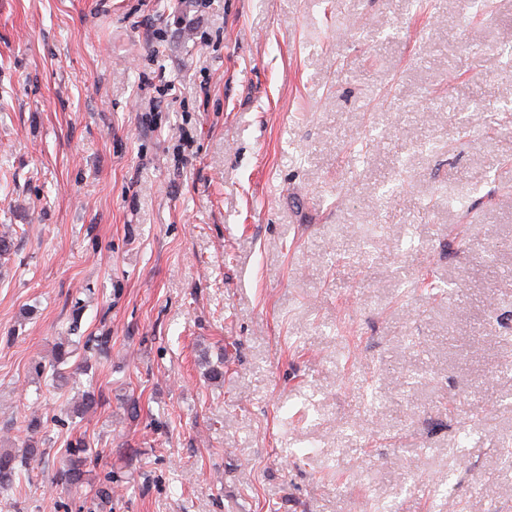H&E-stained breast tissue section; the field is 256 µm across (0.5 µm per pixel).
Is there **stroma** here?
<instances>
[{
	"label": "stroma",
	"mask_w": 512,
	"mask_h": 512,
	"mask_svg": "<svg viewBox=\"0 0 512 512\" xmlns=\"http://www.w3.org/2000/svg\"><path fill=\"white\" fill-rule=\"evenodd\" d=\"M0 236V512H512V0H0ZM20 452V454H19ZM40 448L37 447L35 441L28 439L25 448H21L18 453L4 452L0 454V487L7 486L12 483L16 473L18 462H26L27 458L33 457L37 454H42ZM20 458V459H18ZM71 448L74 449H72V453H70L71 458L68 460L66 468L61 472V479H63L67 484L77 487L82 483V468L88 459L87 456H84L87 450L85 445L81 443L79 446Z\"/></svg>",
	"instance_id": "1"
}]
</instances>
